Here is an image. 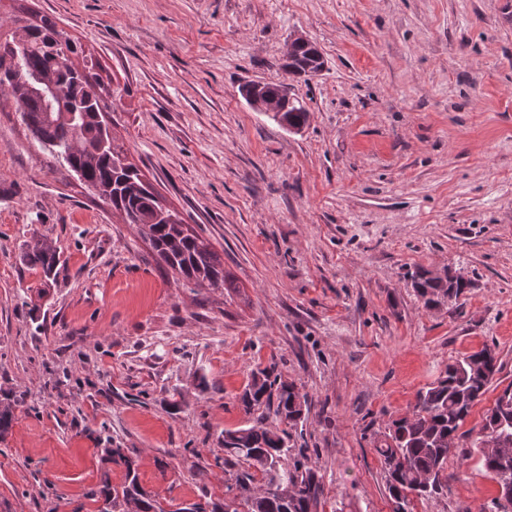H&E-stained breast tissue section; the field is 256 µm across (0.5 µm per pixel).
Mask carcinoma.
Here are the masks:
<instances>
[{
  "label": "carcinoma",
  "instance_id": "obj_1",
  "mask_svg": "<svg viewBox=\"0 0 512 512\" xmlns=\"http://www.w3.org/2000/svg\"><path fill=\"white\" fill-rule=\"evenodd\" d=\"M324 64L316 45L297 43L289 48L284 68L292 75L310 78ZM99 69V62L85 54L82 44L47 16L17 27L10 38L0 41V87L16 100L36 140L45 148L66 153L62 162L86 186L102 189L100 198L122 214L126 223L136 225L157 261L184 284L233 287L212 245L185 224L176 210L165 206L140 170L127 160L124 149L114 144L103 121L112 109L111 95L106 93ZM18 73L53 80L63 92L65 111L58 108L59 101L49 100L37 88L12 81ZM263 91L264 96L280 102L289 124L307 125L308 110L286 101L281 85L267 83ZM26 260L48 277L58 255L53 246L38 241L28 249ZM416 289L428 307L465 292V286L439 278L419 280ZM484 352L482 348L449 364L436 382L418 392L411 415L392 424L390 443L378 453L383 457L394 512H408L411 494L424 498L448 487V442L465 437L460 428L492 383L472 370ZM274 399L280 420L291 427L304 420L307 396L292 385H276L264 372L244 390L240 401L250 414ZM504 401L512 403V383L483 419L481 432L496 440V447L479 448L485 470L499 483L506 476L512 479V406L503 410ZM289 440L285 430L262 425L224 431V462L243 463L245 469L234 482H224V502L217 503L205 494L203 500L191 504V512H238L232 504L246 480L264 485L262 493L246 500L247 512H318L323 495L320 477L303 453H291ZM102 452L125 467V477L118 485L106 477L101 488L91 493L92 498L103 500L98 512H164L160 500L140 485L134 462L122 449L104 448Z\"/></svg>",
  "mask_w": 512,
  "mask_h": 512
}]
</instances>
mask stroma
I'll return each instance as SVG.
<instances>
[{
  "instance_id": "obj_1",
  "label": "stroma",
  "mask_w": 512,
  "mask_h": 512,
  "mask_svg": "<svg viewBox=\"0 0 512 512\" xmlns=\"http://www.w3.org/2000/svg\"><path fill=\"white\" fill-rule=\"evenodd\" d=\"M53 17L120 89L117 145L224 259L229 288H190L134 225L33 139L0 94V512H95L122 467L160 499L224 495V433L264 422L239 397L273 369L308 398L292 432L323 512H393L378 449L448 362L483 346L499 371L463 428L512 383V0H0ZM305 36L325 59L283 68ZM285 85L300 132L252 110ZM59 254L53 279L24 255ZM463 271L425 307L417 272ZM473 448L410 512H491ZM263 83H267L263 88V95L270 99H277L281 104L282 110L276 106L275 102H268L258 94V90ZM249 84L254 88V90L252 94L246 95L244 99L253 110L257 112H266L268 115L283 111V116L288 118V124L301 127V129L307 125L310 118L308 110L299 102L298 104L294 101L288 103V101H286L281 95V84L268 83L261 80L252 81L249 82Z\"/></svg>"
}]
</instances>
